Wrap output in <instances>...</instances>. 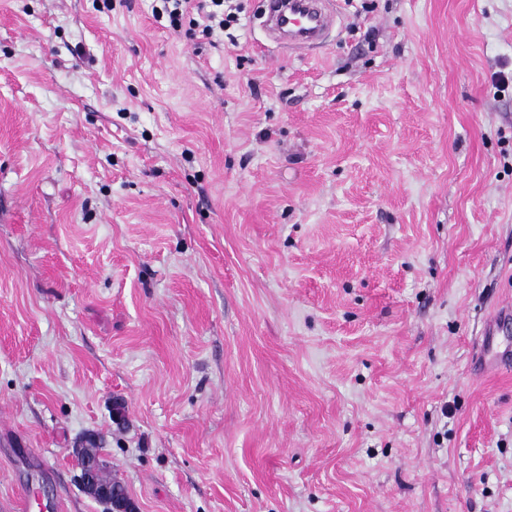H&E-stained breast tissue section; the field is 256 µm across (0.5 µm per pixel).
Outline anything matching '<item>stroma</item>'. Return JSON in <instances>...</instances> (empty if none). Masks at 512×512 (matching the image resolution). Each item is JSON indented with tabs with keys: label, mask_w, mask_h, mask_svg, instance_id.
Returning <instances> with one entry per match:
<instances>
[{
	"label": "stroma",
	"mask_w": 512,
	"mask_h": 512,
	"mask_svg": "<svg viewBox=\"0 0 512 512\" xmlns=\"http://www.w3.org/2000/svg\"><path fill=\"white\" fill-rule=\"evenodd\" d=\"M236 2L0 0V512H512V0ZM163 2L160 10L154 9L155 18L167 17L169 27L174 32H181L183 21L189 18V28L186 32L192 35L197 34V30L211 45L217 44L213 40L227 29L238 25L239 10L238 6L229 4L230 0H160ZM196 14L199 19L191 17ZM309 11L312 13L315 22L311 25L308 33L305 35H300L298 37H288L285 38L282 35V25H283V13L282 10L279 9L280 2L277 0H268V10L273 21L274 30L280 35V37L284 39H288L290 42L303 44V45H314L323 40L326 35V32L330 25V19L327 14L324 12L322 3L324 1H316V0H304Z\"/></svg>",
	"instance_id": "1"
}]
</instances>
